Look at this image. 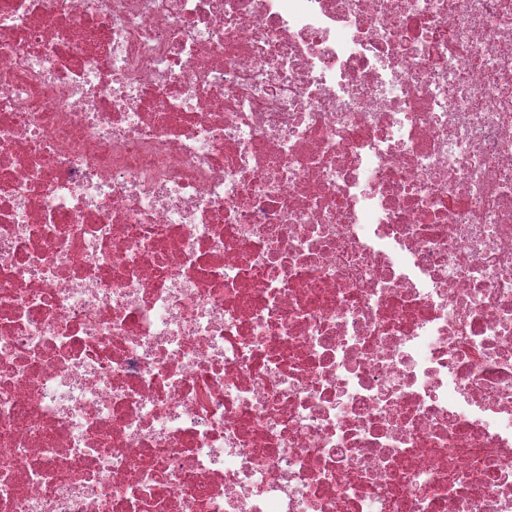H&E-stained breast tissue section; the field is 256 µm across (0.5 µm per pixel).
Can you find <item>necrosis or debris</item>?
<instances>
[{
  "mask_svg": "<svg viewBox=\"0 0 512 512\" xmlns=\"http://www.w3.org/2000/svg\"><path fill=\"white\" fill-rule=\"evenodd\" d=\"M0 512H512V0H0Z\"/></svg>",
  "mask_w": 512,
  "mask_h": 512,
  "instance_id": "necrosis-or-debris-1",
  "label": "necrosis or debris"
}]
</instances>
